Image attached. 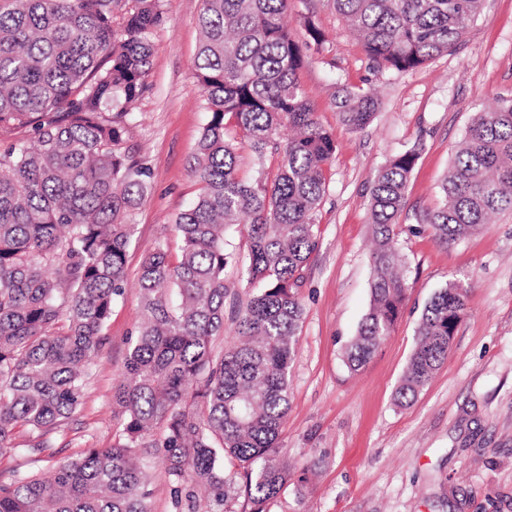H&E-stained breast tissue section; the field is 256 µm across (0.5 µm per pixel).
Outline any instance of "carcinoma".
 Listing matches in <instances>:
<instances>
[{"mask_svg": "<svg viewBox=\"0 0 512 512\" xmlns=\"http://www.w3.org/2000/svg\"><path fill=\"white\" fill-rule=\"evenodd\" d=\"M373 69L419 68L462 41L484 0H328ZM291 0H202L195 72L208 114L198 141L195 202L179 213L177 259L156 244L141 257L135 336L112 388L120 418L110 448H85L46 475L0 482V512H150L140 449L155 448L175 494L199 487L214 510L244 494L265 512L288 481L279 437L303 308L298 291L319 241L333 134L318 121L297 73L325 41L311 19L299 39ZM166 0H4L0 4V454L43 452L47 436L83 404L90 357L103 345L125 288L146 168L126 146L148 85L152 41ZM334 107L366 127L377 101L357 86ZM234 119L236 133L224 124ZM259 169L238 175L236 136ZM421 146L377 172L370 192L371 301L347 351L362 368L390 335L407 293L394 226ZM512 212V95L479 112L454 149L441 202L424 214L447 246L491 216ZM247 221L241 281L252 293L224 353L227 231ZM467 290L450 281L422 313L396 392L410 402L448 358ZM237 469H224V458Z\"/></svg>", "mask_w": 512, "mask_h": 512, "instance_id": "obj_1", "label": "carcinoma"}]
</instances>
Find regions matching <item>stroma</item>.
Wrapping results in <instances>:
<instances>
[{
    "mask_svg": "<svg viewBox=\"0 0 512 512\" xmlns=\"http://www.w3.org/2000/svg\"><path fill=\"white\" fill-rule=\"evenodd\" d=\"M201 0H168L153 36L148 88L135 106L127 144L149 170L148 192L128 213L135 227L126 288L113 305L105 340L91 359L82 407L40 454L0 456V480L13 471L43 474L85 448L115 439L112 387L139 313L142 252L165 241L178 256L174 218L198 193L194 156L207 114L194 60ZM325 33L299 82L319 122L336 139L319 207V249L299 290L303 308L292 364L281 453L287 487L265 512H512V215H497L468 238L439 245L421 217L440 201L452 153L475 113L512 95V0H484L459 47L420 68L374 72L361 44L327 0H293L291 25L304 18ZM374 92L368 127L353 130L333 106L338 87ZM421 144L396 239L406 263L407 299L370 362L351 371L346 348L370 305L372 179L395 155ZM467 290L468 309L447 361L406 407L396 389L416 344L425 305L448 282ZM161 462L149 484L151 512H208L206 495L176 498Z\"/></svg>",
    "mask_w": 512,
    "mask_h": 512,
    "instance_id": "1",
    "label": "stroma"
}]
</instances>
